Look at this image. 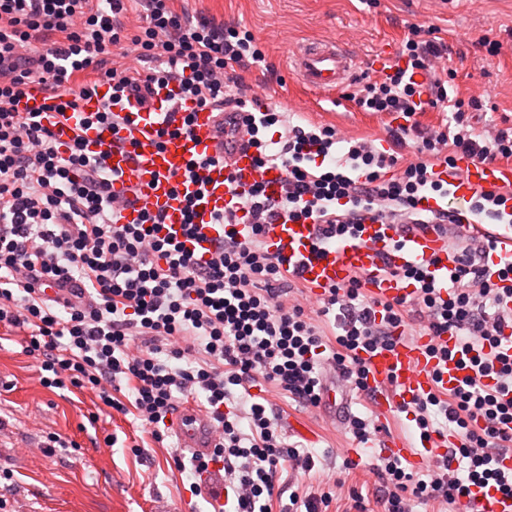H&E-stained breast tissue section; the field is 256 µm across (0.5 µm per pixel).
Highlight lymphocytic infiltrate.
I'll return each mask as SVG.
<instances>
[{
	"label": "lymphocytic infiltrate",
	"mask_w": 512,
	"mask_h": 512,
	"mask_svg": "<svg viewBox=\"0 0 512 512\" xmlns=\"http://www.w3.org/2000/svg\"><path fill=\"white\" fill-rule=\"evenodd\" d=\"M128 0H0V326L22 329L23 350L37 357L47 388L87 389L117 412L134 407L144 431L162 442L181 399H203L220 434L211 455L176 457L192 475L224 468L231 512H323L330 493H285L278 475L285 463L309 474L315 462L282 432L279 416L264 402L235 404L234 390L267 383L304 408L318 407L322 373L330 369L351 390L366 392L368 368L361 352L390 345L395 330L419 326L433 336L455 331L483 347L465 387L416 399L411 414L421 437L431 436L433 416H443L460 437L458 448L427 473L396 456L375 467L384 512H413L414 504H456L472 486L512 495V469L496 455L512 450V356L500 351L512 314L499 308L512 295V272L491 273L492 240L469 237L455 249L447 291L425 267L398 271L412 295L385 300L366 294L360 276L325 288L315 313L294 302L303 282L297 263L273 254L265 225L279 219L317 227L318 243L337 242L366 221L452 224V211L422 208L426 196L447 197L433 178L436 165L454 166L458 155L493 164L512 159V128L477 130L478 99L449 100L437 60L444 42L422 39L411 27L395 62L352 98L366 112L398 115L391 149L351 141L337 155L340 136L330 125H301L276 104L259 105L249 86L228 67L247 69L265 60L250 30L175 13L168 0H135L142 23L128 35ZM135 55L139 72L121 65ZM111 82L113 92L140 83L178 82L183 98L201 107H237L229 123L246 131L255 162L284 175V194L273 200L261 184L240 193L219 221L226 232L206 262L168 238L158 237L160 217L144 224L114 220L112 173L104 159L80 144L61 147L36 116L13 108L27 84H41L50 102L77 101ZM450 110L438 127L415 122L426 108ZM279 133L269 151L267 134ZM412 142L416 160L400 162L397 149ZM250 225L237 237L235 224ZM72 286L59 301L45 288ZM340 312L334 343L315 317ZM496 385L485 388L484 378ZM127 388L124 405L114 391ZM466 461L464 472L450 459Z\"/></svg>",
	"instance_id": "obj_1"
}]
</instances>
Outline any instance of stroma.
<instances>
[{
	"mask_svg": "<svg viewBox=\"0 0 512 512\" xmlns=\"http://www.w3.org/2000/svg\"><path fill=\"white\" fill-rule=\"evenodd\" d=\"M171 6L253 33L265 65L230 73L265 101L282 104L299 122L332 125L345 138L372 141L387 139L391 116L334 106L333 98L354 91L351 83L334 95L309 91L293 74L289 48L334 39L365 60L383 45L401 48L410 25L432 27L452 48L449 97L479 99L491 107L498 127H512V0H171ZM485 37L501 42L499 54H489L481 43ZM23 344L21 330L0 327V467L13 472L12 479L0 480V497L14 512H209L206 495L189 489L191 474L174 465L175 437L152 441L134 414L102 411L92 391L43 387L38 363ZM327 385L337 391L335 402L312 410L297 406L288 392L262 387L289 441L315 460L306 479H296L287 466L280 482L301 494L330 492L327 512H356V494L366 512H383L372 469L378 451L358 447L335 409L376 417L390 437L416 439L415 424L406 414L378 411L369 398L339 391L338 380ZM92 413L99 416L93 426ZM51 432L68 447L42 452ZM109 435L114 445L105 444ZM137 444L142 453L134 452Z\"/></svg>",
	"mask_w": 512,
	"mask_h": 512,
	"instance_id": "stroma-1",
	"label": "stroma"
}]
</instances>
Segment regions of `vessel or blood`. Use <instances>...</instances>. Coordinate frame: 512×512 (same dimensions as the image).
Returning <instances> with one entry per match:
<instances>
[{
    "mask_svg": "<svg viewBox=\"0 0 512 512\" xmlns=\"http://www.w3.org/2000/svg\"><path fill=\"white\" fill-rule=\"evenodd\" d=\"M392 57V51L384 47L363 64L341 44L323 41L296 50L294 73L311 90L329 93L350 83L360 67L376 73ZM45 99L42 86L32 84L15 108L23 115L39 113L42 123L61 141L82 137L89 154L105 157L112 171V193L119 202V223L138 224L145 214H159L167 232L180 233L184 198L194 196L196 234L186 240L185 246L198 259H207L214 245L224 238V227L215 218L230 205L232 188L243 189L260 182L268 196L275 198L282 193L280 170L257 167L252 149L240 142L229 144L223 115L181 103L176 84L161 89L143 84L138 92L116 101L111 83L104 82L94 94L80 99L76 109L63 115L46 110ZM108 102L125 119L116 133L93 120L102 104ZM204 156L212 158V165L201 170L198 182H184L185 169ZM436 173L447 178L448 198L430 202V209L447 207L461 213L473 235L494 241V268L512 265V224H483L465 209L474 190L512 191V163L478 164L461 155L453 174H446L441 167ZM314 233L311 224L275 223L265 227L270 251L299 262L301 279L314 299L324 288L344 284L355 275L362 278L366 291L373 296H406L412 294V286L393 277L391 271L421 265L431 271L436 286L444 289L455 267L447 235L432 227L407 231L399 224H368L359 237L316 252L311 249ZM438 343L452 351L448 362H440L432 353V346ZM458 344L459 338L452 332L439 338L419 332L395 338L390 347L363 353L373 406L394 411L426 393L457 387L469 374L455 356ZM172 426L177 444L184 451L204 455L215 446L214 423L203 408L179 409ZM458 512H512V497L475 486L470 496L462 499Z\"/></svg>",
    "mask_w": 512,
    "mask_h": 512,
    "instance_id": "obj_1",
    "label": "vessel or blood"
}]
</instances>
